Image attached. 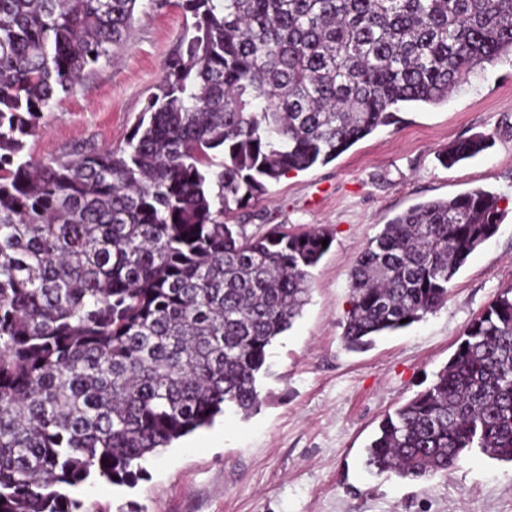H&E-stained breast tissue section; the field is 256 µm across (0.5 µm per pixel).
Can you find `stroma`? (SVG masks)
<instances>
[{"label": "stroma", "mask_w": 512, "mask_h": 512, "mask_svg": "<svg viewBox=\"0 0 512 512\" xmlns=\"http://www.w3.org/2000/svg\"><path fill=\"white\" fill-rule=\"evenodd\" d=\"M185 22L174 0H140L126 45L54 104L27 154L124 146ZM480 133L487 149L442 163L449 143ZM474 188L499 197L500 226L458 271L447 301L367 351L344 350L361 249L397 214ZM233 221L253 235L283 224L333 238L311 271L307 304L268 350L259 408L247 418L226 411L160 449L135 483L91 476L69 491L83 512H512V464L476 448L425 481L364 465L382 418L432 384L472 320L512 286V61L486 65L445 103L403 109L335 160L282 176Z\"/></svg>", "instance_id": "1"}]
</instances>
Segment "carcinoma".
<instances>
[{"instance_id":"1","label":"carcinoma","mask_w":512,"mask_h":512,"mask_svg":"<svg viewBox=\"0 0 512 512\" xmlns=\"http://www.w3.org/2000/svg\"><path fill=\"white\" fill-rule=\"evenodd\" d=\"M136 4L0 0V512H79L67 489L91 475L130 484L226 410L249 416L329 234L253 236L232 213L512 55V0H180L192 22L125 146L28 156ZM500 219L483 189L392 218L351 270L344 348L435 311ZM462 343L382 420L368 469L446 475L472 448L512 462V286Z\"/></svg>"}]
</instances>
